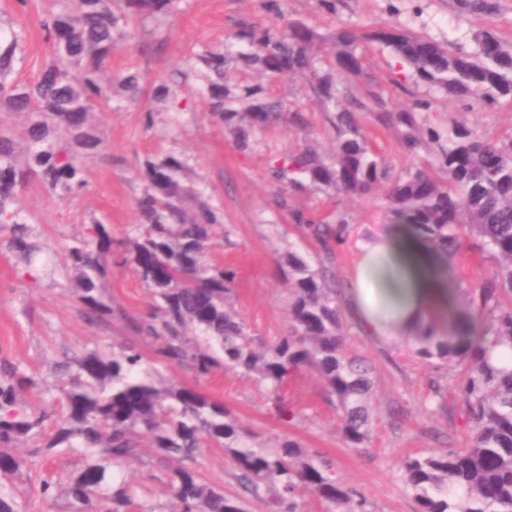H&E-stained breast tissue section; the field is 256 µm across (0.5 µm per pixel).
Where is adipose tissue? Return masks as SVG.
<instances>
[{"mask_svg": "<svg viewBox=\"0 0 512 512\" xmlns=\"http://www.w3.org/2000/svg\"><path fill=\"white\" fill-rule=\"evenodd\" d=\"M358 316L379 336L406 331L419 313L444 303L424 249L404 235L363 243L348 291Z\"/></svg>", "mask_w": 512, "mask_h": 512, "instance_id": "obj_1", "label": "adipose tissue"}]
</instances>
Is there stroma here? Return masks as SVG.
<instances>
[{"instance_id":"35a3bbf8","label":"stroma","mask_w":512,"mask_h":512,"mask_svg":"<svg viewBox=\"0 0 512 512\" xmlns=\"http://www.w3.org/2000/svg\"><path fill=\"white\" fill-rule=\"evenodd\" d=\"M32 3V10L21 19L30 56L22 73L26 79L35 77L46 58L40 21L54 7L52 0ZM182 7L172 23L140 24L135 44L113 55V69L135 65L152 76L176 69L193 48L223 41L232 20L255 14L252 0H183ZM283 12L315 25L327 38L344 25L367 30L393 24L453 50L473 48L471 19L463 14L459 0H346L333 16L318 13L315 0H284ZM361 52L364 75L355 85V94L373 92L387 101L404 102L394 84L395 62L389 50L366 43ZM267 84L286 103L307 112L312 123L309 134L282 129L261 136L251 150L239 151L209 117L196 86H183L178 94L187 101L186 111L162 113L150 130L142 126L139 112L140 106L150 104V97H142L136 106L119 111L107 107L99 113L105 149L83 162L88 182L83 194L60 200L36 185L20 192L18 204L30 214L32 236L43 252L39 265L28 268L8 251H0V354L35 380L36 387L28 396L30 404L61 409L65 378L60 361L90 350L116 352L128 339L118 323L93 326L84 320L73 294L66 255L72 241L82 237L96 220L109 225L113 236L135 235L136 200L144 188L138 166L149 154L172 152L187 157L196 186L224 210V243L213 249L210 257L236 267L238 311L252 332L266 340L286 333L288 290L276 274L277 263L287 249L311 256L316 249L290 229L285 214L269 206L273 187L264 174L270 164L303 142L327 150L329 129L323 112L306 95L302 80L275 77ZM433 98L427 114L431 125L444 128L459 123L488 138L512 133V103L495 112H476L462 109L440 92ZM293 203L323 218L338 209L348 210L360 237L379 236L387 223L385 202L378 196L351 200L317 192L295 197ZM106 296L134 312L147 311L150 304L147 288L128 269L113 272ZM348 347L351 354L367 359L372 366V438L367 447L358 449L347 447L336 410L310 369H302L283 388V403L289 409L283 417L277 415L263 388L241 373L220 369L198 379L176 367L166 375L224 401L258 442L288 437L331 457L336 478L361 490L375 512H416L402 479L404 460L447 446L463 447L471 432L453 394L445 395L436 413H426L431 368L409 354L399 336L378 340L355 328ZM44 444V438H33L19 448L20 477L0 476V493L14 498L20 512L68 510V477L81 468L83 460L75 453L40 454ZM196 469L225 494L235 493L234 463L223 449H206ZM124 477L135 491L129 512H147L149 506L167 502L165 477L158 467L136 463ZM46 482L55 487L53 498L47 501L41 495Z\"/></svg>"}]
</instances>
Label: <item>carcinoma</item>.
Segmentation results:
<instances>
[{
	"mask_svg": "<svg viewBox=\"0 0 512 512\" xmlns=\"http://www.w3.org/2000/svg\"><path fill=\"white\" fill-rule=\"evenodd\" d=\"M54 2L57 8L42 20L48 57L30 81L14 77L27 61L26 32L0 17V111L26 118L24 146L0 131V224L10 225L9 248L27 262L36 246L29 217L17 207L20 190L37 184L65 198L87 188L79 160L99 153L104 144L96 115L111 102L118 109L135 104L150 79L138 67L112 71V55L136 39V20L170 18L180 11L181 0ZM497 7V0H463L476 26V49L470 53L451 52L390 26L369 32L340 28L326 53L314 26L283 19L281 0H258L264 19L239 18L227 43L191 53L180 77L196 81L209 115L239 150L251 149L267 130L310 126L302 108L285 104L262 81L240 83L236 73L242 64L258 75L304 80L329 125L328 153L306 142L265 172L275 187L272 203L318 248L315 263L290 250L277 265L288 283V331L272 343L253 335L235 306L236 269L207 260L216 247V229H224L223 209L187 181L185 157L147 155L139 164L144 189L136 200V234L117 239L95 221L68 247L67 261L87 322L117 321L136 340L153 341V355L146 357L136 344L112 354H82L63 391V415L31 407L24 397L32 377L1 357L0 472L18 473L21 461L13 449L48 433L45 445L31 454L63 448L85 459L69 476L73 512H90L96 502L105 512H127L131 489L110 482L109 469L145 455L165 469L174 504L149 512H245V498L262 502L266 512H299L302 488L334 512H373L363 492L336 480L331 458L290 438L269 446L254 442L224 402L155 378L147 364L186 366L197 378L220 368L237 371L269 392L280 415L288 412L281 389L308 367L336 406L348 446L367 447L370 368L346 350L353 314L336 268L351 236L348 214L338 211L324 221L291 206L290 197L322 191L361 199L382 189L390 228L407 231L429 251L430 272L447 292L448 326L423 315L406 334V346L437 372L461 367L455 392L472 430L465 448L408 458L403 480L417 512H512V366L494 365L486 345L490 336L492 345L512 352V134L489 140L463 124L429 126L422 118L432 100L417 93L424 84L463 106L475 103L482 112L512 102V45L482 24ZM363 41L380 44L397 58L395 84L412 98L407 108L389 107L371 92L352 93L364 73L358 53ZM150 80L154 107L144 110L147 129L157 114L184 110L169 76ZM361 112L377 126L397 131L406 160L425 152L433 162L392 174L365 135ZM466 240L497 262L496 271L473 288L444 276ZM114 266L132 269L148 289V312L134 315L104 299ZM207 445L232 457L237 494H224L186 466Z\"/></svg>",
	"mask_w": 512,
	"mask_h": 512,
	"instance_id": "cac0c4a2",
	"label": "carcinoma"
}]
</instances>
